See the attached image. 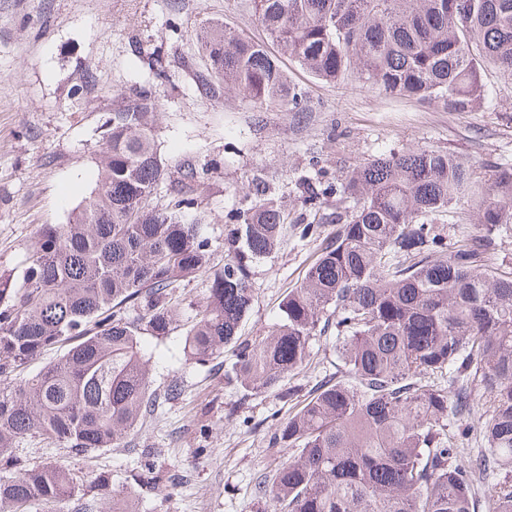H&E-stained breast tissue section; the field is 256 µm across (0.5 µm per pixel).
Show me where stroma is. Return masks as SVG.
Masks as SVG:
<instances>
[{
  "label": "stroma",
  "mask_w": 512,
  "mask_h": 512,
  "mask_svg": "<svg viewBox=\"0 0 512 512\" xmlns=\"http://www.w3.org/2000/svg\"><path fill=\"white\" fill-rule=\"evenodd\" d=\"M211 23L267 39L250 0H0V273H20L40 228L66 223L89 195L108 119L143 89L157 103L152 134L170 172L197 170L192 195L214 265L226 258L232 212L265 199L287 215L278 249L252 267L248 338L279 321L285 292L336 230L307 201L318 185L335 187L380 153L421 147L468 158L485 175L512 162V80L497 70L485 73L491 102L451 112L313 79L284 55L307 109L261 110L234 90L200 91L198 35ZM301 224L320 225L321 237H300ZM142 341L154 387L179 379L182 398L147 416L126 447L48 456L31 438L28 458L107 472L113 487L135 490L139 512H271L256 485L281 458L266 435L287 403L228 384L231 352L187 361L180 330Z\"/></svg>",
  "instance_id": "1"
}]
</instances>
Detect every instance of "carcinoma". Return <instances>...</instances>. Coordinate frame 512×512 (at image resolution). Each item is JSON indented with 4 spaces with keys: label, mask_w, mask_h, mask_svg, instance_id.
I'll use <instances>...</instances> for the list:
<instances>
[{
    "label": "carcinoma",
    "mask_w": 512,
    "mask_h": 512,
    "mask_svg": "<svg viewBox=\"0 0 512 512\" xmlns=\"http://www.w3.org/2000/svg\"><path fill=\"white\" fill-rule=\"evenodd\" d=\"M251 4L269 39L321 81L468 112L490 101L485 69L512 79V0ZM200 48L204 91L304 111L303 90L265 45L211 24ZM155 110L144 89L112 113L89 196L67 223L39 231L21 278L0 274V504L32 512L81 495L138 512L109 474L26 466L20 444L122 448L156 405L180 400L177 378L153 389L142 335H168L181 283L204 274L208 295L183 323V354L203 365L229 348L224 376L244 397L290 404L268 440L285 454L258 484L274 512H477L485 482L488 512H512V271L486 257L512 226V164L484 179L460 157L419 148L356 168L328 203L336 232L288 289L281 321L243 340L251 268L275 250L285 212L259 201L240 211L228 259L212 265L198 222L184 218L195 167L180 168L168 204L155 202L166 179ZM465 202L478 233L450 242L445 217ZM329 333L336 373L303 395L299 384L283 389ZM57 347V362L24 373Z\"/></svg>",
    "instance_id": "1"
}]
</instances>
